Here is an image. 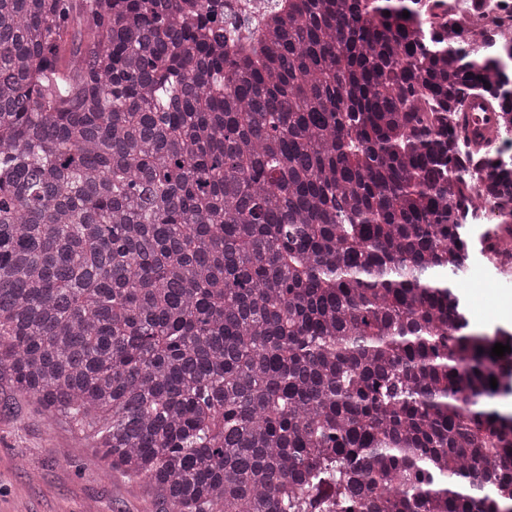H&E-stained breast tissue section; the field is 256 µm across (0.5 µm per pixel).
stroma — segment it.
<instances>
[{
	"label": "stroma",
	"instance_id": "1",
	"mask_svg": "<svg viewBox=\"0 0 512 512\" xmlns=\"http://www.w3.org/2000/svg\"><path fill=\"white\" fill-rule=\"evenodd\" d=\"M489 223L468 227L467 270L477 282L463 287L471 328L494 333L500 296L512 294V273H500L484 250ZM100 453L75 423L48 422L35 400L0 377V512H161L152 487L121 474L101 478Z\"/></svg>",
	"mask_w": 512,
	"mask_h": 512
}]
</instances>
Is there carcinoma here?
Wrapping results in <instances>:
<instances>
[{
	"label": "carcinoma",
	"instance_id": "obj_1",
	"mask_svg": "<svg viewBox=\"0 0 512 512\" xmlns=\"http://www.w3.org/2000/svg\"><path fill=\"white\" fill-rule=\"evenodd\" d=\"M278 2L0 0V372L166 512H512V335L451 279L512 202L458 129L512 140V40ZM497 115L480 98L471 99L462 113L461 121L466 122L470 145L474 149L486 147L497 134Z\"/></svg>",
	"mask_w": 512,
	"mask_h": 512
}]
</instances>
